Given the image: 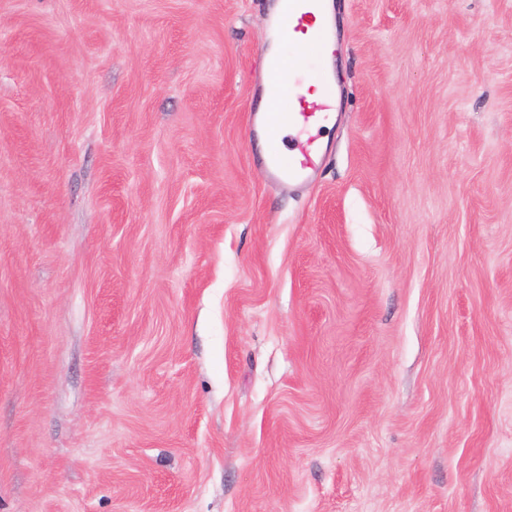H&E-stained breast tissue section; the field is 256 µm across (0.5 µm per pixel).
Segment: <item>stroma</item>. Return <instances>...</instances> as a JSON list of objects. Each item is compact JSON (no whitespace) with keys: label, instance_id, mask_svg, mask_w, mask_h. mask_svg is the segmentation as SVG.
Segmentation results:
<instances>
[{"label":"stroma","instance_id":"stroma-1","mask_svg":"<svg viewBox=\"0 0 512 512\" xmlns=\"http://www.w3.org/2000/svg\"><path fill=\"white\" fill-rule=\"evenodd\" d=\"M275 0H0V512H512V0H333L312 182ZM294 43L298 44L295 52L288 53L278 34L269 53L280 56L285 60L287 68L288 64L292 68L311 53V45L307 40ZM281 58H273L265 63L263 91L267 95L269 109L255 118L256 126L262 131L267 143L263 159L264 169L271 178L288 181L306 180L318 168L324 154L322 142L318 135L312 134V128H326L336 110V96L328 76L319 68L315 76L322 94L319 101L310 102L299 92L302 83L287 79ZM283 99H288V107L280 105ZM286 127H291L296 133L295 138L288 144V153L280 146V134ZM289 133L293 134L286 128L282 135L286 136Z\"/></svg>","mask_w":512,"mask_h":512}]
</instances>
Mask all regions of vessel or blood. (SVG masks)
Listing matches in <instances>:
<instances>
[{"instance_id": "vessel-or-blood-1", "label": "vessel or blood", "mask_w": 512, "mask_h": 512, "mask_svg": "<svg viewBox=\"0 0 512 512\" xmlns=\"http://www.w3.org/2000/svg\"><path fill=\"white\" fill-rule=\"evenodd\" d=\"M322 0H283L279 30L288 40L311 35L313 46L320 53L332 47L327 29V18L321 10ZM322 94L311 101L300 93V84L287 78L282 59L273 58L265 64L264 92L269 101L267 112L256 116L255 122L262 131L267 151L263 159L269 177L300 181L307 179L320 165L324 149L313 128H325L336 110L333 86L323 71H316ZM292 128L295 137L288 148H281L280 134Z\"/></svg>"}]
</instances>
